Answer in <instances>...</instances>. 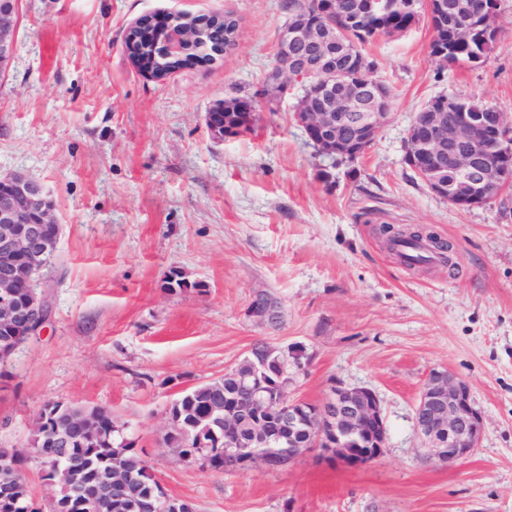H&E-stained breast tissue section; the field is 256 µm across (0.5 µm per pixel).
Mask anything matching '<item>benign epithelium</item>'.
I'll list each match as a JSON object with an SVG mask.
<instances>
[{"mask_svg":"<svg viewBox=\"0 0 512 512\" xmlns=\"http://www.w3.org/2000/svg\"><path fill=\"white\" fill-rule=\"evenodd\" d=\"M388 0H359L348 22L361 16H376ZM425 8L439 16L445 9L442 0H406L400 9L416 13ZM18 0H0V75L4 74L15 52ZM191 18L189 12L163 19L151 16L132 24L146 31L170 57L200 40L207 17L197 16L195 24H174V18ZM336 44V24L326 23L314 12H299L286 22L277 39V50L268 72L271 98L279 99L295 87L313 90L298 99L295 117L318 155L330 160L338 156L358 159L369 150L381 128L391 117L392 90L370 76L358 77L330 64ZM244 119L230 130L214 123L224 112L220 102L206 115V122L218 137L230 136L253 127L255 109L239 101ZM454 99L437 96L416 113L407 130L405 163L436 196L468 209L482 206L505 189L512 180H499L491 188L489 173L470 145L488 129L497 135V149L512 152V121L501 112H482L476 120L467 112L450 114ZM349 128L342 138L336 130ZM54 203L44 186L24 174L0 176V329L14 336L36 337L49 321L45 293H30L19 301L15 288L24 283H39L49 257L58 250L61 225L53 216ZM248 315L259 323L276 320L278 307L267 297H255ZM246 401L232 409L224 406V437L236 451H225L233 465L255 466L238 449L251 444L268 445L280 439L286 427L294 434L311 427L307 438L297 442L288 438V461L319 448L332 460L350 468L366 465L386 448L388 429L377 393L366 386L334 385L326 398L314 407L288 399V388L265 362L242 382ZM416 434L431 459L452 462L478 447L483 420L475 408L468 384L446 371L434 369L424 384L414 415ZM59 451L39 455L45 476L57 484L60 475Z\"/></svg>","mask_w":512,"mask_h":512,"instance_id":"7a95c632","label":"benign epithelium"}]
</instances>
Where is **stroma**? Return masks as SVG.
I'll return each mask as SVG.
<instances>
[{
    "mask_svg": "<svg viewBox=\"0 0 512 512\" xmlns=\"http://www.w3.org/2000/svg\"><path fill=\"white\" fill-rule=\"evenodd\" d=\"M280 0H20L0 77V175L25 173L55 203L58 257L44 273L51 318L0 379V448L25 446L49 401L101 406L170 496L195 512H512V192L469 210L406 165L415 114L442 93L512 119V0L482 61L439 67L428 16L363 47L394 90L393 118L367 154L331 166L294 117L297 91L257 106L250 133L214 138L205 115L252 97L287 19ZM229 15L223 58L145 76L125 51L143 16ZM383 224L451 244L457 270L410 268ZM181 273L195 290L172 292ZM274 299L277 324L248 315ZM310 358L288 396L367 386L388 427L376 461L344 468L309 451L281 470L217 473L162 438L168 404L223 376L256 341ZM466 381L483 419L478 448L431 460L414 430L429 374Z\"/></svg>",
    "mask_w": 512,
    "mask_h": 512,
    "instance_id": "stroma-1",
    "label": "stroma"
}]
</instances>
